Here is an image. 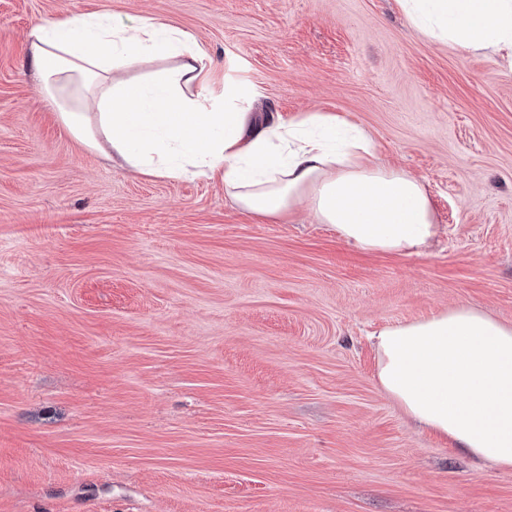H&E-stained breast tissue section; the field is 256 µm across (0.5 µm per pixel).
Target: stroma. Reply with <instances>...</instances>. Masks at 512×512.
Masks as SVG:
<instances>
[{
  "label": "stroma",
  "mask_w": 512,
  "mask_h": 512,
  "mask_svg": "<svg viewBox=\"0 0 512 512\" xmlns=\"http://www.w3.org/2000/svg\"><path fill=\"white\" fill-rule=\"evenodd\" d=\"M192 33L215 90L330 112L420 178L439 233L363 253L220 180L67 132L28 68L59 16ZM512 324V65L398 0H0V512H512V470L415 426L369 336L459 305Z\"/></svg>",
  "instance_id": "stroma-1"
}]
</instances>
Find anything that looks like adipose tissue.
Here are the masks:
<instances>
[{
    "label": "adipose tissue",
    "instance_id": "1",
    "mask_svg": "<svg viewBox=\"0 0 512 512\" xmlns=\"http://www.w3.org/2000/svg\"><path fill=\"white\" fill-rule=\"evenodd\" d=\"M427 37L512 57V0H400ZM28 61L73 138L108 145L130 169L209 177L244 212L271 220L310 211L363 252L420 253L438 233L424 184L379 162L371 135L328 112L284 121L213 94L208 54L183 28L101 14L35 25ZM164 68L115 81L147 61ZM381 389L416 425L484 466L512 469V324L458 305L374 335Z\"/></svg>",
    "mask_w": 512,
    "mask_h": 512
}]
</instances>
